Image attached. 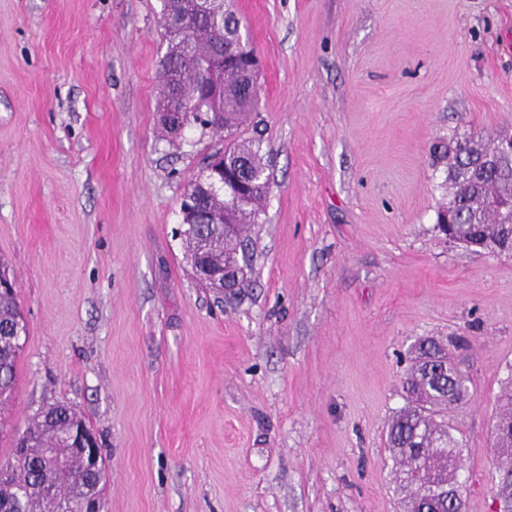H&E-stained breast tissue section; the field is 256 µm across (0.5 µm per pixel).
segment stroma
Segmentation results:
<instances>
[{
	"instance_id": "stroma-1",
	"label": "stroma",
	"mask_w": 512,
	"mask_h": 512,
	"mask_svg": "<svg viewBox=\"0 0 512 512\" xmlns=\"http://www.w3.org/2000/svg\"><path fill=\"white\" fill-rule=\"evenodd\" d=\"M261 62L252 272L203 287L178 230L212 132L160 140L161 0H0V257L27 338L9 423L74 407L103 512H399L409 346L453 342L466 512H495L512 258L449 243L444 144L512 136V0H235Z\"/></svg>"
}]
</instances>
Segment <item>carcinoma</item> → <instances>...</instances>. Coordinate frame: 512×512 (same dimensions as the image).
Masks as SVG:
<instances>
[{"mask_svg":"<svg viewBox=\"0 0 512 512\" xmlns=\"http://www.w3.org/2000/svg\"><path fill=\"white\" fill-rule=\"evenodd\" d=\"M164 36L168 43L161 60L162 84L158 111L183 116L184 127L214 124L229 131L259 111L255 48L237 37L239 19L232 3L219 0H163ZM469 140L455 142L448 166V182L456 189L457 223L442 229L458 239L482 237L497 243L496 255L512 258V226L498 223L499 213L485 199L512 193V169H501L467 149ZM224 161V183H212L200 173L187 193L210 223L183 233L187 255L204 285L226 265L229 292H235L251 270L250 259L237 258L250 251L246 232L259 223L271 182L267 165L253 142L233 143L216 153ZM239 224L242 236H226L221 224ZM27 336L19 296L0 289V432L8 426L4 408L13 400L17 360ZM406 404L388 424L387 446L393 450L400 486L401 509L408 504L419 512H465L456 484L448 496L432 494L458 468L463 441L442 417L452 406L467 403L471 380L455 365L448 348L424 338L414 345L412 363L403 380ZM87 430L72 408H42L21 433L11 438L7 477L0 480V512H83L92 500L101 501L104 477L92 470L86 449L76 440ZM499 457L512 458V389L498 399L493 428Z\"/></svg>","mask_w":512,"mask_h":512,"instance_id":"cac0c4a2","label":"carcinoma"}]
</instances>
